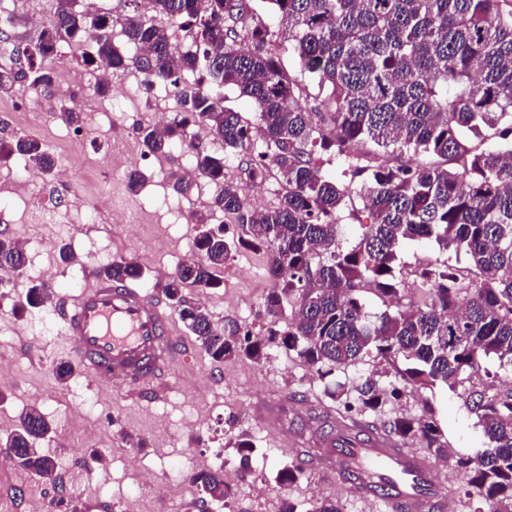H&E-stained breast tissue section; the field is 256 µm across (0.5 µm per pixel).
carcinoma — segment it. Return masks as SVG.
Here are the masks:
<instances>
[{
    "label": "carcinoma",
    "mask_w": 512,
    "mask_h": 512,
    "mask_svg": "<svg viewBox=\"0 0 512 512\" xmlns=\"http://www.w3.org/2000/svg\"><path fill=\"white\" fill-rule=\"evenodd\" d=\"M78 0H53L36 39L13 46L0 28V96L24 87L53 96L55 74L42 58L62 61L65 45L96 35L83 63L116 72L134 68L153 87L172 92L178 108L163 125L140 126L144 150L166 155L182 147L198 176L217 187L209 214L196 217L201 229L197 257L178 266L163 288L200 347L219 361L244 355L259 360L270 346L293 351L317 374L345 369L367 358L396 369L387 385L369 377L354 386L347 413H375L405 389L443 384L451 390L486 370L493 360L512 371V143L478 150L474 140L490 130L512 134V0H265L288 28V41L302 75L318 80L313 97L298 75L283 64L280 34L262 19L252 0H150L148 7L117 16L82 18ZM167 18L155 23L153 15ZM121 28L126 43L145 47L126 58L112 41ZM234 87L258 112L262 144L252 123L223 105L222 91ZM206 127L224 150L246 158L250 179L275 175L283 190L275 205L253 209L244 188L224 172V157L196 141L193 127ZM369 143L372 150L351 156ZM4 158L17 155L45 172L57 159L46 145L19 136L0 122ZM347 162L350 184L324 170L323 152ZM436 155L443 166H427L416 156ZM372 222L363 225L350 248L340 243L341 211L351 184ZM235 216L255 232L228 235L210 214ZM430 239L439 250L464 257L467 273L443 260L419 274L426 298L402 306L398 254L407 240ZM250 249L267 255L274 280L264 300L267 335L252 338L236 327H217L188 288H218L216 272L233 253ZM26 253L19 242L0 235V269L20 271ZM98 275L123 280L141 277L137 266L112 261ZM372 291L393 313L372 314L360 293ZM48 296L42 282L27 291L26 305ZM291 309L288 330L278 319ZM410 362L401 371L398 360ZM496 377L463 390L477 416L488 449L461 457L457 467L477 494L472 512H512V389L502 392ZM51 424L38 410L22 416L3 442L16 464L51 478L55 458L35 443ZM403 445L416 441L434 458L449 455L448 442L431 410L397 415L382 429ZM201 501L230 496L224 476L200 472L190 477Z\"/></svg>",
    "instance_id": "1"
}]
</instances>
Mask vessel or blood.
<instances>
[{"mask_svg": "<svg viewBox=\"0 0 512 512\" xmlns=\"http://www.w3.org/2000/svg\"><path fill=\"white\" fill-rule=\"evenodd\" d=\"M61 332L77 363L93 380L130 394L164 393L168 374L188 348L172 311L146 288L90 276L78 294L61 298ZM287 401H260L261 420L278 432L288 424ZM314 471L349 478L358 500L406 512H438L447 499L438 466L423 453L382 434L355 438L339 431L322 439Z\"/></svg>", "mask_w": 512, "mask_h": 512, "instance_id": "b4317fda", "label": "vessel or blood"}]
</instances>
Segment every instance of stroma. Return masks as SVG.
<instances>
[{"label":"stroma","instance_id":"1","mask_svg":"<svg viewBox=\"0 0 512 512\" xmlns=\"http://www.w3.org/2000/svg\"><path fill=\"white\" fill-rule=\"evenodd\" d=\"M15 102L12 96L0 98V119L19 135L43 141L66 163L73 188L66 201L73 211L96 203L121 209L132 221L33 224L27 203L0 201V234L29 239L39 247L29 254L23 270L0 269V279L8 282L0 297V364L10 370L9 379L0 380V441L17 428L29 408H37L54 428L37 446L57 460L59 473L66 478L58 486L15 465L0 469V512L41 510L60 495L78 512H282L287 500L297 512H310L316 499L327 496L339 500L342 512H373L354 497L347 482L329 480L308 468L293 483H279L278 475L290 466L295 451L259 420L254 411L258 399L309 398L333 415L342 407L340 400L327 396L325 381L288 350L270 348L258 361H216L192 346L187 360L169 375L164 394L155 399L96 383L80 369L68 382L58 380L56 365L69 357L60 319L44 306L17 310L28 285L41 281L50 291L72 294L102 264L134 257L144 271L142 286L161 292L164 281L158 278V269L172 273L195 257V219L207 213L215 188L201 180L189 197L174 192L167 175L184 162L178 150L156 158L138 191H131L125 174L115 171L107 141L125 136L131 127L150 125L153 113L176 106L173 97L145 94L135 70L117 75L107 94L89 99L87 108L96 115V127L83 141L74 140L55 114L21 112ZM63 247L74 254L73 262L61 261ZM443 258L434 241L403 244L399 264L407 303L422 295L420 269ZM217 276L222 287L203 292L193 288L188 297L205 299L216 325L233 323L241 331L263 335V302L273 286L264 255L239 250ZM428 404L455 454L438 463L452 491L450 512H469L467 484L454 460L481 455L487 442L460 393L445 386L408 389L367 419L379 427L400 413L422 414ZM242 434L254 444L248 468L257 484L232 482L228 503H201L191 474L210 472L218 465L226 471L239 469L233 442Z\"/></svg>","mask_w":512,"mask_h":512}]
</instances>
